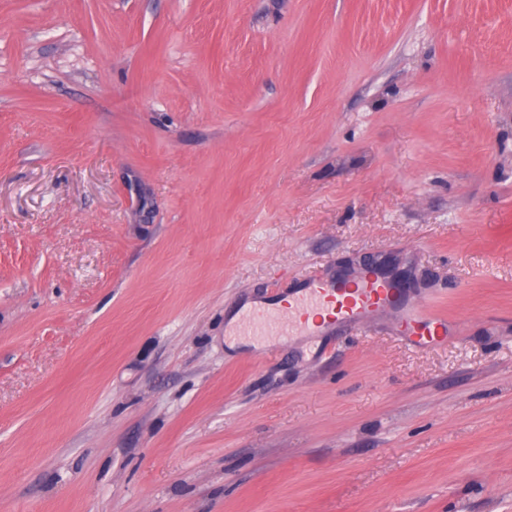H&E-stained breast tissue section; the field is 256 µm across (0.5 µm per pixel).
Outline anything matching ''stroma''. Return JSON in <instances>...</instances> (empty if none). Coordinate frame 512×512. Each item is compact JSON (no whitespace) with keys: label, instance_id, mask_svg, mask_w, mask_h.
<instances>
[{"label":"stroma","instance_id":"stroma-1","mask_svg":"<svg viewBox=\"0 0 512 512\" xmlns=\"http://www.w3.org/2000/svg\"><path fill=\"white\" fill-rule=\"evenodd\" d=\"M0 512H512V0H0ZM297 289L288 293V297L264 302L248 311L246 317L240 319L238 335L291 336L300 331L313 336L319 335L325 325L363 329L369 309L386 311L397 296L394 284L371 276L363 278L355 286L318 277L309 278ZM281 302H287L288 307L280 308L278 304ZM324 302L332 303L327 318L316 313ZM283 310H288L286 316H282ZM428 307L424 302L413 304L411 311L401 318L397 331L411 345L425 346L446 331L445 324Z\"/></svg>","mask_w":512,"mask_h":512}]
</instances>
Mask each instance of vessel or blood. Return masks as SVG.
Wrapping results in <instances>:
<instances>
[{"label": "vessel or blood", "instance_id": "1", "mask_svg": "<svg viewBox=\"0 0 512 512\" xmlns=\"http://www.w3.org/2000/svg\"><path fill=\"white\" fill-rule=\"evenodd\" d=\"M397 296L394 284L365 277L348 286L323 278L303 281L299 290L289 293L287 308L270 301L251 309L239 322L243 336H289L295 332L320 334L325 325L364 327L369 309H389ZM445 326L427 304L413 306L405 314L398 333L409 344L422 347L438 337Z\"/></svg>", "mask_w": 512, "mask_h": 512}]
</instances>
